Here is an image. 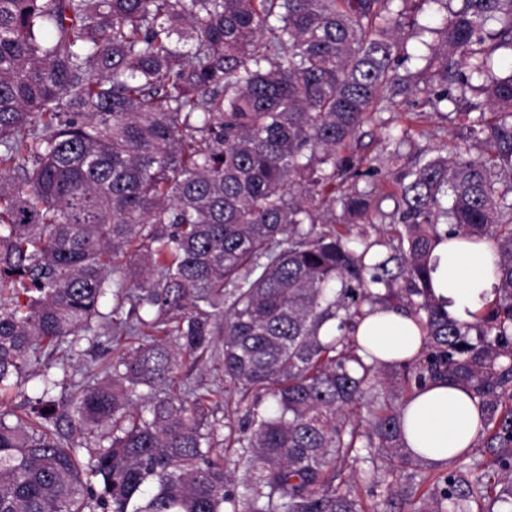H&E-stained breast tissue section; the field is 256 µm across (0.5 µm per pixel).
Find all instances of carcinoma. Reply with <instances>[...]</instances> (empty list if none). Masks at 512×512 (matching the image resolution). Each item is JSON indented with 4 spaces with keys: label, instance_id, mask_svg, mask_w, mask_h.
<instances>
[{
    "label": "carcinoma",
    "instance_id": "1",
    "mask_svg": "<svg viewBox=\"0 0 512 512\" xmlns=\"http://www.w3.org/2000/svg\"><path fill=\"white\" fill-rule=\"evenodd\" d=\"M429 1L447 14L413 72ZM503 58L512 0H0V392L44 352L70 365L100 319L138 340L63 399L45 372L0 411V512H366L387 461L408 512H512ZM418 96L465 117L463 145L399 168L386 212L384 163L355 149ZM453 235L496 244L498 298L471 323L431 291ZM377 305L426 336L392 364L402 388L479 399L477 442L436 476L387 363L358 353ZM217 336L224 386L186 387Z\"/></svg>",
    "mask_w": 512,
    "mask_h": 512
}]
</instances>
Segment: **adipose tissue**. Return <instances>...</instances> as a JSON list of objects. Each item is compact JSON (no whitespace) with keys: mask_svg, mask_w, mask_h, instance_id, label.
Segmentation results:
<instances>
[{"mask_svg":"<svg viewBox=\"0 0 512 512\" xmlns=\"http://www.w3.org/2000/svg\"><path fill=\"white\" fill-rule=\"evenodd\" d=\"M495 261V246L488 239H457L435 247L432 291L452 318L474 321L496 301ZM355 340L361 355L382 362L412 359L424 345V335L414 320L395 309L378 310L361 319ZM480 417L472 393L436 381L415 390L408 401L403 411L405 439L425 459L442 464L475 442Z\"/></svg>","mask_w":512,"mask_h":512,"instance_id":"obj_1","label":"adipose tissue"}]
</instances>
